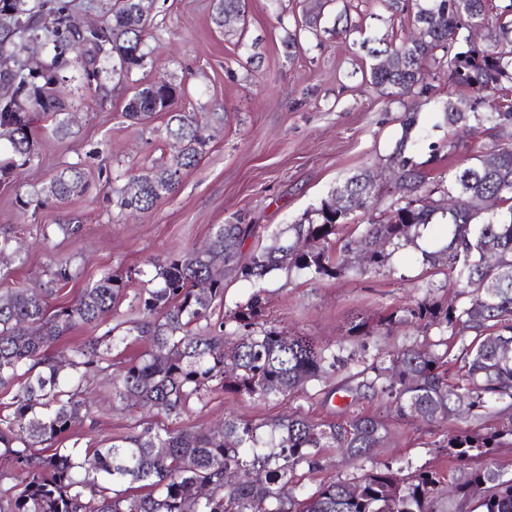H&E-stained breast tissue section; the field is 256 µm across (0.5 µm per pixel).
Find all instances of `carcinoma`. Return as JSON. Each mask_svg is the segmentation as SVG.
<instances>
[{
    "label": "carcinoma",
    "instance_id": "carcinoma-1",
    "mask_svg": "<svg viewBox=\"0 0 512 512\" xmlns=\"http://www.w3.org/2000/svg\"><path fill=\"white\" fill-rule=\"evenodd\" d=\"M318 0L287 33L288 56L301 46V34L322 44L324 10ZM27 0H0V63L14 61L16 41L42 31L53 55L41 69H17L0 92V183L13 180L36 158L35 124L63 140L73 134L64 99L66 54L77 64L91 101L110 93L103 75L131 79L154 62V17L142 14L139 0H113L112 21L83 34L69 24L68 0H52L49 14L26 8ZM390 17L407 15L423 28L419 40L399 44L363 36V25L336 12L332 31L353 41L369 60L368 82L388 97H408L403 133L389 165L398 171L386 221H368L356 237L335 248L339 229L357 211L374 210L379 197L375 175L363 169L348 178L321 205L300 219L271 229L272 244L243 252L256 237L254 224H214L199 248L148 258L149 271L117 274L103 268L77 296L52 305L53 286L78 278L68 261L50 267V287L0 294V456L17 470L0 476V512H512V473L495 462L497 450L512 445V143L491 150L452 172L428 176L408 152L410 132L429 89V66L467 90L471 105L448 98L436 103L448 130L512 126V102L496 96L512 87V0L491 15L486 0H382ZM246 0H214L212 24L226 35L245 23ZM484 31V43L468 32ZM446 54L437 57L438 49ZM181 92L173 84L133 81L122 115L145 123L166 114V134L175 152L145 182L130 175L117 192L116 206L145 213L176 194L185 172L206 153L203 126L194 112H175ZM20 97L30 111L16 112ZM85 172L76 164L59 171L27 198L26 210L53 201L66 203L84 191ZM448 199L440 205L435 195ZM448 224V238L426 254L438 272L459 287L458 305L427 297L391 312L382 326L435 327L440 338H423L352 373L343 387L351 401L377 398L393 421L352 414L338 422H315L296 410L261 423L224 417L222 435L186 422L197 404L221 389L237 398L279 401L308 395V386L327 379L345 364L336 352L311 336L267 325L262 281L270 274L305 273L316 279L346 272H376L389 258L377 249L384 241L399 249L416 244L419 229L436 216ZM491 255L494 264L484 256ZM247 281V301L226 309V283ZM206 281L208 291L197 289ZM134 317L120 313L125 300ZM112 323L104 325V316ZM95 335L59 347L73 329ZM374 325L358 322L349 337L363 346ZM134 337L147 343L139 357L115 363L112 352ZM453 341H448V338ZM112 380V402L142 413L165 415L170 425L154 427L137 419L106 448H56L42 444L71 434L93 418L85 396L92 379ZM470 429L448 427L462 416ZM418 418L442 433L439 448L454 464L453 495L434 468L389 459L359 477H338L311 494L299 481L323 467L326 449L352 463L371 458L396 424ZM235 481L226 484V475ZM208 489L202 494V489Z\"/></svg>",
    "mask_w": 512,
    "mask_h": 512
}]
</instances>
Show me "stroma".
Wrapping results in <instances>:
<instances>
[{
  "label": "stroma",
  "mask_w": 512,
  "mask_h": 512,
  "mask_svg": "<svg viewBox=\"0 0 512 512\" xmlns=\"http://www.w3.org/2000/svg\"><path fill=\"white\" fill-rule=\"evenodd\" d=\"M347 2L351 17L362 20L364 30L397 42L412 33L408 18L384 17L381 0ZM211 3L164 0L157 5L161 61L137 74L144 81L184 85L186 94L174 102V109L201 116L225 113L224 124L204 127L209 146L200 164L184 175L180 191L154 210L134 216L121 212L109 178L125 170L137 176L152 174L155 165L170 157L174 144L165 135L166 117L156 114L144 125L123 118L128 89L117 83L107 102L92 105L79 68L70 67L66 86L76 115L72 137L60 141L37 130L38 160L12 182L0 184V235L27 247L22 261L0 255V293L46 287L53 262L67 259L78 268L79 278L56 290L51 301H69L101 269L134 270L149 256L192 248L206 239L211 225L237 220L263 228L291 223L365 168L375 172L381 193L372 215L359 212L354 219L363 223L371 216L385 218L391 202L386 159L402 134V101L363 82L367 63L342 35H324L321 47L308 44L296 55L286 54L285 33L310 0H249L246 30L239 38L224 36L211 25ZM255 51L261 55L257 64L249 61ZM430 86V101L420 108L409 147L431 174L458 167L496 142L512 141V128L478 130L458 134L455 156L432 155L430 144L448 139V127L439 124L433 103L446 98L452 88L443 76L431 79ZM69 163L80 164L86 173L88 186L82 194L62 205L18 208V198L40 188ZM71 219L81 224L77 234L42 241L43 225ZM435 229L419 246L392 251L375 273L325 279L273 273L264 284L269 324L337 348L344 345L351 324L361 319L378 318L427 293L450 302L455 284L434 273L424 258L447 227L439 223ZM91 390L96 403L92 419L76 435L59 438L57 447H106L127 432L132 411L110 403L111 388L105 381L93 382ZM297 409L316 421H336L352 410L389 414L376 400L351 407L339 397L326 405L314 396L243 401L219 390L193 421L212 428L228 412L260 420ZM439 439V432L422 422L406 421L376 459L393 457L416 466L429 462L444 471L448 462L437 448Z\"/></svg>",
  "instance_id": "35a3bbf8"
}]
</instances>
